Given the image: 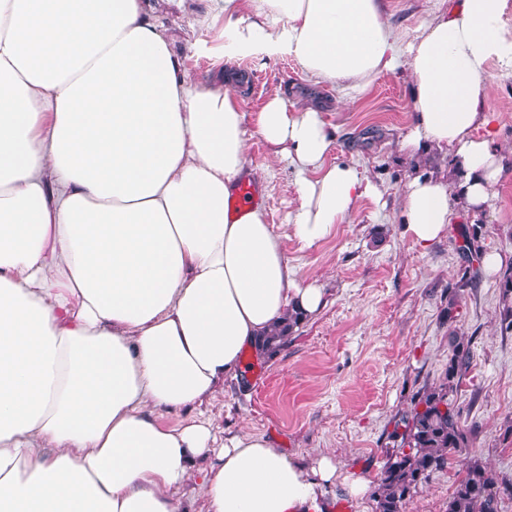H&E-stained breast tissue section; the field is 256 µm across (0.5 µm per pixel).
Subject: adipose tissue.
Listing matches in <instances>:
<instances>
[{"mask_svg":"<svg viewBox=\"0 0 512 512\" xmlns=\"http://www.w3.org/2000/svg\"><path fill=\"white\" fill-rule=\"evenodd\" d=\"M506 0H453L401 43L383 0H224L225 55L288 53L354 103L405 68L413 160L450 164L406 182L403 211L426 247L455 212L490 208L505 171L487 106L490 61L512 73ZM258 134L294 176L288 219L311 247L365 197L366 171L328 163L339 131L318 104L275 91L246 117L231 83L189 79L150 0H0V512H186L180 490L207 460L206 512H328L326 485L363 478L325 455L294 461L267 439L217 445L210 419L159 410L245 378L300 286L256 199Z\"/></svg>","mask_w":512,"mask_h":512,"instance_id":"ef3b65f1","label":"adipose tissue"}]
</instances>
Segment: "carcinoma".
Instances as JSON below:
<instances>
[{
    "mask_svg": "<svg viewBox=\"0 0 512 512\" xmlns=\"http://www.w3.org/2000/svg\"><path fill=\"white\" fill-rule=\"evenodd\" d=\"M484 225L464 224L459 229L461 250L480 249ZM500 328L512 332V270L502 273L499 281ZM303 322L292 312L264 337L261 350L267 356L280 351L295 328ZM470 359V345L462 336L450 341L448 367L441 381L424 388L412 405L395 422L391 437L398 441L376 481L372 497L375 512H404L407 503L419 491L433 471L444 470L469 447L467 432L461 424L460 409L454 393L465 375ZM462 472L448 498L447 512H500L502 496H512V482L497 480L477 460L460 462Z\"/></svg>",
    "mask_w": 512,
    "mask_h": 512,
    "instance_id": "1",
    "label": "carcinoma"
}]
</instances>
